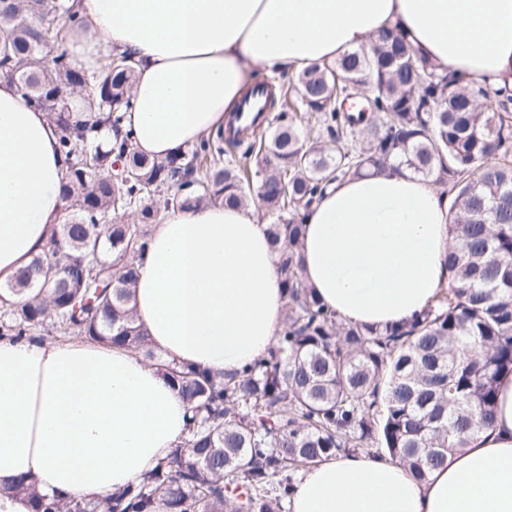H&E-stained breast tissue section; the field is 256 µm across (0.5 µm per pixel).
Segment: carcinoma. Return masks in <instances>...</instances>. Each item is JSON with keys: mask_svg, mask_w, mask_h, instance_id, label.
Listing matches in <instances>:
<instances>
[{"mask_svg": "<svg viewBox=\"0 0 512 512\" xmlns=\"http://www.w3.org/2000/svg\"><path fill=\"white\" fill-rule=\"evenodd\" d=\"M86 24L70 0H0V77L54 125L68 203L61 232L0 288V336L74 334L143 355L186 401L188 438L140 483L97 501L62 504L17 479L35 512H285L313 464L360 450L424 481L492 424L497 379L512 373V97L482 107L486 91L439 72L387 29L290 86L260 80L266 123L230 124L188 155L156 160L123 129L126 55L92 73L64 50L47 57ZM299 112L315 114L317 135H304ZM226 146L245 163H223ZM395 164L454 195L455 285L398 327L344 323L301 277L303 213L332 181ZM185 191L202 202L255 201L279 250L280 337L230 377L161 360L132 314L148 225ZM130 209L139 223L118 221ZM18 294L25 300H9Z\"/></svg>", "mask_w": 512, "mask_h": 512, "instance_id": "cac0c4a2", "label": "carcinoma"}]
</instances>
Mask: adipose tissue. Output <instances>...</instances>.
<instances>
[{"label": "adipose tissue", "instance_id": "adipose-tissue-1", "mask_svg": "<svg viewBox=\"0 0 512 512\" xmlns=\"http://www.w3.org/2000/svg\"><path fill=\"white\" fill-rule=\"evenodd\" d=\"M71 53L89 68L127 54L139 151L164 159L223 127L258 68L294 74L393 28L440 71L512 96V0H77ZM46 113L0 81V283L65 220V164ZM449 201L390 169L335 182L308 209L301 275L342 320L383 328L424 314L450 285ZM254 204L182 202L152 224L134 316L166 359L231 374L280 336L286 295ZM187 436V405L158 367L77 338L0 339V512H30L11 484L103 499L142 480ZM290 512H512V374L495 422L425 483L362 452L310 467Z\"/></svg>", "mask_w": 512, "mask_h": 512}]
</instances>
